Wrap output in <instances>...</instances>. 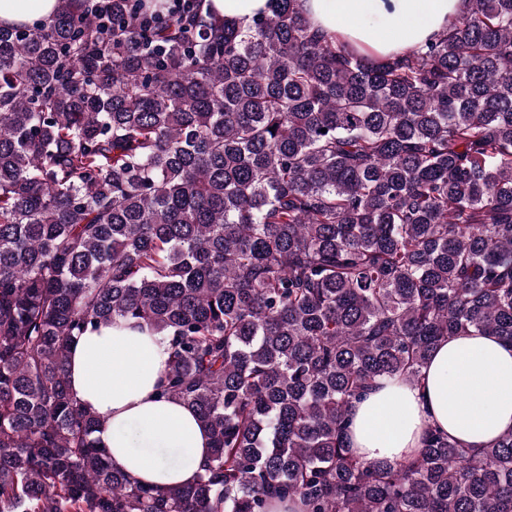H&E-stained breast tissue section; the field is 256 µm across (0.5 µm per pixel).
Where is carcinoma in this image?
Returning a JSON list of instances; mask_svg holds the SVG:
<instances>
[{
  "mask_svg": "<svg viewBox=\"0 0 512 512\" xmlns=\"http://www.w3.org/2000/svg\"><path fill=\"white\" fill-rule=\"evenodd\" d=\"M272 2L0 24V512H512V432L346 445L379 380L512 343V0L380 59ZM118 319L210 432L190 486L136 484L67 390L70 343ZM269 0H205V11L247 26L269 10Z\"/></svg>",
  "mask_w": 512,
  "mask_h": 512,
  "instance_id": "cac0c4a2",
  "label": "carcinoma"
}]
</instances>
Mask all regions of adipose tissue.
Masks as SVG:
<instances>
[{"label":"adipose tissue","mask_w":512,"mask_h":512,"mask_svg":"<svg viewBox=\"0 0 512 512\" xmlns=\"http://www.w3.org/2000/svg\"><path fill=\"white\" fill-rule=\"evenodd\" d=\"M314 30L348 49L384 58L434 41L470 0H298ZM169 354L161 336L125 322L76 338L67 354L72 396L104 419L96 439L140 484H193L209 458L210 434L182 402L156 386ZM350 451L364 460L412 458L437 426L480 449L512 431V344L473 332L441 343L419 383L380 380L351 411Z\"/></svg>","instance_id":"obj_1"}]
</instances>
